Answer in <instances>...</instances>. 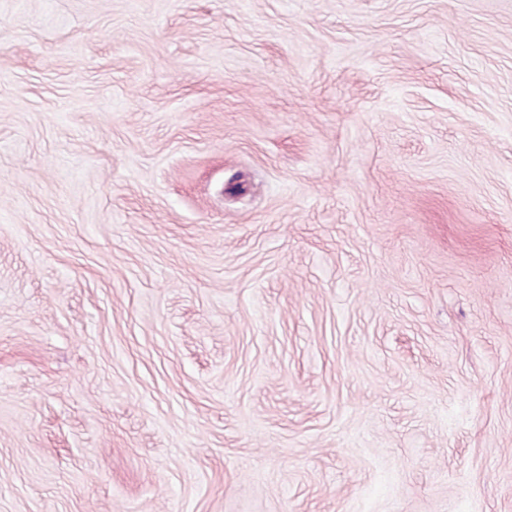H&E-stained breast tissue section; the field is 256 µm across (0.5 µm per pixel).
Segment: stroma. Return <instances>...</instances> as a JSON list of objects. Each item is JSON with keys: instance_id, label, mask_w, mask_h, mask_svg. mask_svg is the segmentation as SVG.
<instances>
[{"instance_id": "35a3bbf8", "label": "stroma", "mask_w": 512, "mask_h": 512, "mask_svg": "<svg viewBox=\"0 0 512 512\" xmlns=\"http://www.w3.org/2000/svg\"><path fill=\"white\" fill-rule=\"evenodd\" d=\"M0 512H512V0H0Z\"/></svg>"}]
</instances>
